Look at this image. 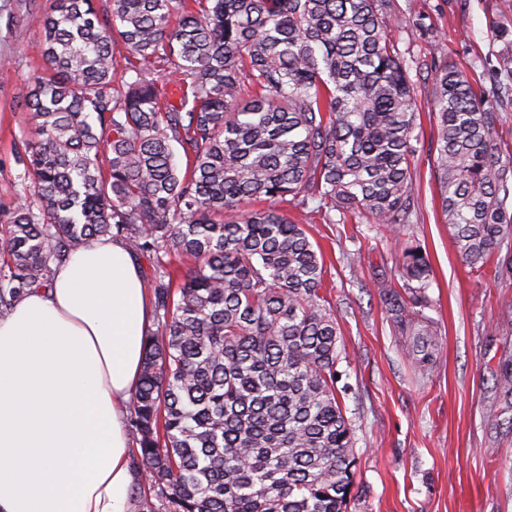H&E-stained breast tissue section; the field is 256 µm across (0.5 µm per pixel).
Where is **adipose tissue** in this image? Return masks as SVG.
<instances>
[{
  "mask_svg": "<svg viewBox=\"0 0 512 512\" xmlns=\"http://www.w3.org/2000/svg\"><path fill=\"white\" fill-rule=\"evenodd\" d=\"M150 324L140 265L108 238L0 315V512H126Z\"/></svg>",
  "mask_w": 512,
  "mask_h": 512,
  "instance_id": "ef3b65f1",
  "label": "adipose tissue"
}]
</instances>
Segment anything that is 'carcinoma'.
I'll list each match as a JSON object with an SVG mask.
<instances>
[{
  "mask_svg": "<svg viewBox=\"0 0 512 512\" xmlns=\"http://www.w3.org/2000/svg\"><path fill=\"white\" fill-rule=\"evenodd\" d=\"M389 0H52L22 111L32 177L0 225V314L75 247L118 239L153 260V323L133 398L134 512H346L357 474L336 395V311L294 204L323 224L399 228L416 213V87L386 32ZM129 79L114 84L115 51ZM167 65L177 97L147 78ZM442 212L462 261L512 239L501 115L434 63ZM180 146L186 163L175 161ZM374 281L406 352L436 341L426 255ZM193 261L179 284L174 264ZM512 412V359L498 364Z\"/></svg>",
  "mask_w": 512,
  "mask_h": 512,
  "instance_id": "obj_1",
  "label": "carcinoma"
}]
</instances>
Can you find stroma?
Here are the masks:
<instances>
[{
    "label": "stroma",
    "instance_id": "1",
    "mask_svg": "<svg viewBox=\"0 0 512 512\" xmlns=\"http://www.w3.org/2000/svg\"><path fill=\"white\" fill-rule=\"evenodd\" d=\"M49 0H8L0 11V211L31 183L16 160L32 136L21 104ZM390 38L418 88V213L391 232L378 224H311L324 254L325 286L340 328V399L351 422L358 472L347 512H512V424L495 419L493 374L512 358V279L469 271L439 205L436 127L428 102L434 59L448 57L478 81L512 142V0H391ZM428 254L432 300L425 314L438 357L426 369L408 358L385 318L375 278L400 285L395 259L404 243Z\"/></svg>",
    "mask_w": 512,
    "mask_h": 512
}]
</instances>
